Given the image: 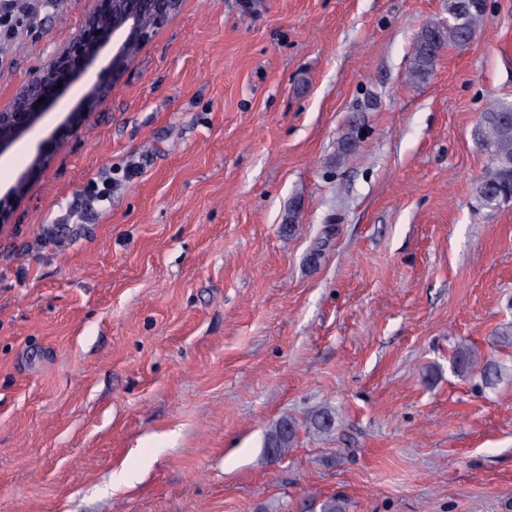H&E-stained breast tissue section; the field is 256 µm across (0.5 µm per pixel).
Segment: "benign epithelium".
Wrapping results in <instances>:
<instances>
[{"label": "benign epithelium", "mask_w": 512, "mask_h": 512, "mask_svg": "<svg viewBox=\"0 0 512 512\" xmlns=\"http://www.w3.org/2000/svg\"><path fill=\"white\" fill-rule=\"evenodd\" d=\"M179 8L180 0H94L92 11L74 36L0 105V153L57 102L75 76L85 71L109 43L112 57L104 72L112 81L120 80L132 61V51L142 47L154 29L172 18ZM107 90L102 78L91 82L80 99L79 111L70 113L66 123L41 144L25 171L0 196V229L12 223L32 178L52 162L57 150L96 111ZM41 98L45 102H39Z\"/></svg>", "instance_id": "obj_1"}]
</instances>
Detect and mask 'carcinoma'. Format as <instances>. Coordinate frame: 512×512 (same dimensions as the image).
Here are the masks:
<instances>
[{
	"mask_svg": "<svg viewBox=\"0 0 512 512\" xmlns=\"http://www.w3.org/2000/svg\"><path fill=\"white\" fill-rule=\"evenodd\" d=\"M485 17L484 2L476 8L469 0H448V21L431 24L417 36L411 76L427 78L439 54L449 46L469 41L483 26ZM477 138L489 160L477 179L476 193L483 206L494 209L512 199V103L492 102L483 113ZM458 366L463 371L480 367L482 385L488 388L497 386L506 374V367L495 360L478 365L475 355L466 349L458 352ZM336 423V409L324 405L308 413L304 427L321 436L333 432ZM297 434L298 426L292 419L283 418L273 424L265 438L267 459L277 462L288 455Z\"/></svg>",
	"mask_w": 512,
	"mask_h": 512,
	"instance_id": "obj_1",
	"label": "carcinoma"
}]
</instances>
